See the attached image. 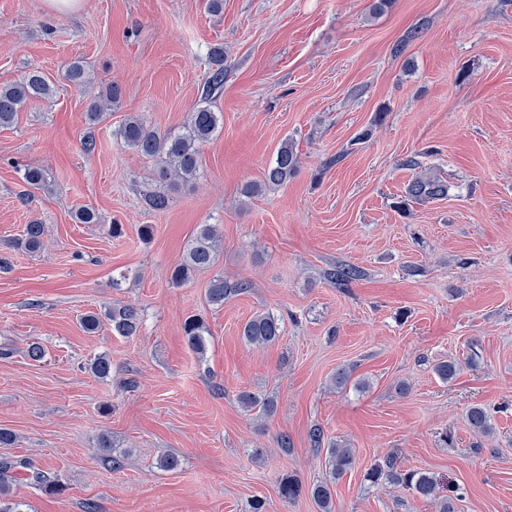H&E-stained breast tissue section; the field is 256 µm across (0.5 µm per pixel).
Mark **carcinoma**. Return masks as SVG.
Instances as JSON below:
<instances>
[{"instance_id":"carcinoma-1","label":"carcinoma","mask_w":512,"mask_h":512,"mask_svg":"<svg viewBox=\"0 0 512 512\" xmlns=\"http://www.w3.org/2000/svg\"><path fill=\"white\" fill-rule=\"evenodd\" d=\"M210 68L202 88L203 99L220 90L224 85L227 73L224 48L214 46L208 53ZM66 76L74 85L84 88L90 84L89 71L84 62L78 58L68 63ZM54 87L40 71L32 70L17 81L0 86V127H8L15 122L18 112L22 111L28 101L49 98L53 95ZM122 90L116 84H108L99 91L84 112L85 123L94 126L103 121L107 111L118 104ZM220 116L207 105L199 104L189 113L188 121L182 130L164 134L147 126L137 115H130L119 129V137L127 149L153 158L161 166L162 173L167 178L182 181L194 179L199 172L198 158L201 148L208 143L219 128ZM300 160L294 145L286 140L281 143L275 159L269 166L265 176L268 186H281L288 182L299 170ZM22 180L31 189H49V180L45 171L38 167L26 166L22 169ZM450 185L436 177H415L406 187L405 194L399 202L404 208L409 203H426L432 200L448 197ZM147 207L153 211H164L170 205V198L164 191H151L145 195ZM44 225L31 223L26 225L23 238L16 247L31 253L39 251L43 246ZM219 259V236L214 224H201L194 238L188 243L181 260L173 267L170 280L172 285L181 286L188 282L192 275L201 270L213 267ZM362 271L354 265L341 263L331 267L326 272L327 281L339 289L348 288L354 281L360 279ZM248 288L244 282L233 286L224 283L219 276L210 281L207 298L211 305L220 307L231 295ZM106 320L111 326L112 333L124 338L136 336L142 326V313L135 305L117 302L108 306L103 313L90 312L82 318L85 332H95L101 320ZM283 332L282 319L272 312H262L254 315L241 328L240 338L247 345L276 344ZM183 333L190 349L198 354L206 351L209 330L203 319L192 315L183 323ZM88 368L99 379H107L112 375V360L106 354L94 357ZM461 364L455 358H450L434 366L435 374L444 382L452 381L459 371ZM238 404L246 412L258 411L269 415L274 411V400L253 392L243 391L237 397ZM468 423L473 431L486 437L493 433L492 417L486 407L477 404L468 412ZM95 448L106 455L112 466L119 468L122 462L111 456V436L102 432L97 436ZM330 479L314 484L309 493L320 509V512H332L333 483L336 478L350 471L355 465L353 449L342 443L328 445V461ZM26 468L28 464L10 457H0V512H24L23 503L11 501V486L15 481V470ZM372 487L381 485L402 486L421 498L439 499L440 512H456L455 501L459 499L458 488L448 484V493L443 495L439 481L427 471L401 469L393 460L374 464L365 475ZM303 492L302 485L291 476H285L279 481V495L291 502Z\"/></svg>"}]
</instances>
